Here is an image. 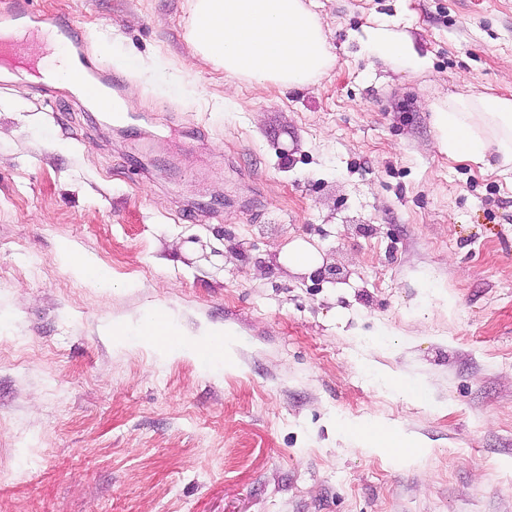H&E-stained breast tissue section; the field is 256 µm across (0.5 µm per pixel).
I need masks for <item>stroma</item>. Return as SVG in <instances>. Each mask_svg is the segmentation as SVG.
I'll return each mask as SVG.
<instances>
[{"label":"stroma","mask_w":512,"mask_h":512,"mask_svg":"<svg viewBox=\"0 0 512 512\" xmlns=\"http://www.w3.org/2000/svg\"><path fill=\"white\" fill-rule=\"evenodd\" d=\"M305 2L336 63L288 89L194 56L190 0H34L138 93L118 122L44 104L38 40L0 63V512H512V172L429 109L512 96V0ZM378 16L427 70L363 51ZM155 310L230 363L146 344ZM288 264L310 268L320 261V256L311 247L302 242H295L288 252ZM64 259L79 275L94 279L100 288H111L105 273L93 268L84 257L65 251ZM338 430L342 435L354 437L359 448L391 453L400 460L414 461L424 453L423 446L415 439L390 429H378L368 423L342 422Z\"/></svg>","instance_id":"35a3bbf8"}]
</instances>
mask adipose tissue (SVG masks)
I'll return each instance as SVG.
<instances>
[{
  "instance_id": "obj_1",
  "label": "adipose tissue",
  "mask_w": 512,
  "mask_h": 512,
  "mask_svg": "<svg viewBox=\"0 0 512 512\" xmlns=\"http://www.w3.org/2000/svg\"><path fill=\"white\" fill-rule=\"evenodd\" d=\"M365 50L396 67L420 72L429 66L420 56L406 33L393 23L378 22L368 28ZM437 146L449 157L473 163L483 162L488 148H495L499 165L512 170V98L479 95L451 97L434 105ZM148 343H162L170 351L191 350L199 359L223 361L230 351L224 345L223 329L188 337L172 334L164 315H154L147 336ZM342 435L354 437L359 447L387 452L401 460L414 461L424 449L415 439L390 429H379L367 423H340Z\"/></svg>"
}]
</instances>
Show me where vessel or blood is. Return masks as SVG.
<instances>
[{"mask_svg": "<svg viewBox=\"0 0 512 512\" xmlns=\"http://www.w3.org/2000/svg\"><path fill=\"white\" fill-rule=\"evenodd\" d=\"M0 16L24 25L37 19L38 14L33 0H0ZM47 25L61 42L71 45L70 63L78 85L98 93L100 109L111 111L112 100L123 84L122 77L89 51L88 39L77 21L69 17L53 18Z\"/></svg>", "mask_w": 512, "mask_h": 512, "instance_id": "1", "label": "vessel or blood"}]
</instances>
